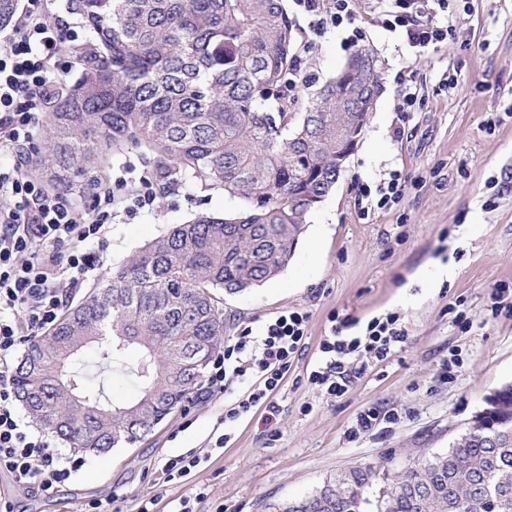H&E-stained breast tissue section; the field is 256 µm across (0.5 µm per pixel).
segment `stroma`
<instances>
[{"label": "stroma", "mask_w": 512, "mask_h": 512, "mask_svg": "<svg viewBox=\"0 0 512 512\" xmlns=\"http://www.w3.org/2000/svg\"><path fill=\"white\" fill-rule=\"evenodd\" d=\"M354 25L331 29L301 51L310 81L292 96L304 111L316 90L352 53L347 38L378 60L381 86L346 170L309 214L296 253L276 278L225 297L224 337L249 327L261 333L273 313L309 312L307 351L295 361L276 401L280 432L268 441L266 414L251 412L221 425L225 396H199L164 420L145 440L105 454H85L83 467L57 488L15 485L0 473V499L13 512H83L88 502L136 512H174L180 498L199 496L198 512H275L310 496L326 478L372 467L364 512H375L381 491L405 466L443 454L486 408L487 397L512 384V312L492 313L490 293L512 282V0H449L435 26L448 37L417 53L398 31L383 27L370 0H355ZM405 71L423 98L405 123L394 106V76ZM410 178L391 209L362 217L357 186L377 185L388 172ZM244 200L223 193H158L152 211H116L107 236V264L115 266L198 213L233 215ZM324 225L317 247L309 241ZM458 306L468 319L455 326ZM399 313L407 345L370 368L342 397L309 385L316 349L331 314L360 320ZM463 364L453 379L441 373L449 350ZM374 406L402 420L347 437L358 412ZM230 433L186 481L164 482L167 459Z\"/></svg>", "instance_id": "1"}]
</instances>
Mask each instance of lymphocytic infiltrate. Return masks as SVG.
<instances>
[{
    "instance_id": "obj_1",
    "label": "lymphocytic infiltrate",
    "mask_w": 512,
    "mask_h": 512,
    "mask_svg": "<svg viewBox=\"0 0 512 512\" xmlns=\"http://www.w3.org/2000/svg\"><path fill=\"white\" fill-rule=\"evenodd\" d=\"M388 30H401L411 47L446 39L434 26L448 0H375ZM313 35L353 24L354 0H295ZM77 32L60 24L48 0H27L10 32L0 39V473L21 486L50 490L70 480L83 464L73 453L51 446L42 432L30 429L17 408L13 389L15 358L26 337L56 321L68 294L83 277L106 262L102 252L112 224V188L89 185L88 204L68 192L46 193L24 172L43 126V112L58 92L56 72L66 71L62 55ZM408 178L391 171L377 187L360 184L366 212L390 209L402 198ZM308 312L284 310L261 334L243 328L211 361L205 392L221 394L242 386L224 406L222 424L262 409L275 418V400L295 359L306 350ZM307 381L326 395L344 396L369 367L387 361L405 347L408 332L398 313L367 322L331 316Z\"/></svg>"
}]
</instances>
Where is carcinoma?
<instances>
[{
	"label": "carcinoma",
	"mask_w": 512,
	"mask_h": 512,
	"mask_svg": "<svg viewBox=\"0 0 512 512\" xmlns=\"http://www.w3.org/2000/svg\"><path fill=\"white\" fill-rule=\"evenodd\" d=\"M88 40L64 50L81 72L46 114L33 168L54 191L73 172L104 173L130 149L157 158L160 178L249 203L231 218L199 214L146 244L33 337L14 389L31 416L74 449L105 451L148 434V421L199 394L224 344V295L282 272L306 217L345 171L336 128L360 136L380 89L372 53H354L300 118L281 88L299 57L282 0H69ZM210 347L204 360L196 350ZM136 376L129 400L102 401L105 380L75 367ZM71 376L89 409L73 404ZM349 486L278 512H362L369 468ZM378 512H512V385L448 450L398 474Z\"/></svg>",
	"instance_id": "cac0c4a2"
}]
</instances>
